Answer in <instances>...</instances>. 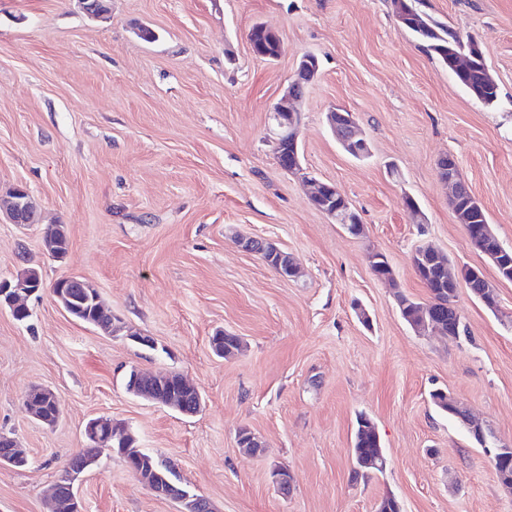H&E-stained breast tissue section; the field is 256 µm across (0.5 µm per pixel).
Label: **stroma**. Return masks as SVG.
Listing matches in <instances>:
<instances>
[{"mask_svg": "<svg viewBox=\"0 0 512 512\" xmlns=\"http://www.w3.org/2000/svg\"><path fill=\"white\" fill-rule=\"evenodd\" d=\"M94 20L76 0H0V195L25 186L40 221L0 213V276L40 268L29 320L0 310V433L27 454L0 465V512H47L45 493L85 446L89 419L119 421L140 448L170 459L213 512H512L483 448L432 402L451 394L512 439V281L469 241L449 204L438 159L457 161L500 243L512 248V0H420L418 8L477 40L498 84L484 105L399 22L391 0H110ZM279 34L272 61L248 41ZM145 26L154 41L140 39ZM316 55L302 102L301 162L336 184L358 212L351 236L310 202L266 140L268 114L299 57ZM353 113L371 153L348 154L326 123ZM419 204L414 223L406 198ZM64 225L68 255L41 249ZM273 242L301 267L285 280L241 237ZM422 245L495 280L491 312L466 286L456 304L469 334L416 333L398 294L427 301L412 266ZM383 253L396 282L372 272ZM79 276L126 333L79 322L52 286ZM243 347L222 358L217 330ZM152 337L147 349L130 333ZM178 373L202 407L185 416L130 394L132 369ZM54 391L55 427L22 401ZM376 425L383 471L354 474L356 420ZM249 428L265 446L246 454ZM294 475L276 490L274 466ZM75 488L85 512H179L103 453Z\"/></svg>", "mask_w": 512, "mask_h": 512, "instance_id": "obj_1", "label": "stroma"}]
</instances>
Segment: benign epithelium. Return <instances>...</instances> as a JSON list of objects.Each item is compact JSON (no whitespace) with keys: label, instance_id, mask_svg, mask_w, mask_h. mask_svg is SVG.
I'll list each match as a JSON object with an SVG mask.
<instances>
[{"label":"benign epithelium","instance_id":"benign-epithelium-1","mask_svg":"<svg viewBox=\"0 0 512 512\" xmlns=\"http://www.w3.org/2000/svg\"><path fill=\"white\" fill-rule=\"evenodd\" d=\"M318 70L311 65V58L303 56L298 62L294 78L284 89L279 101L271 108L269 113V137L276 154H281L282 146L288 142L293 149H298L299 133L301 125V110L299 102L305 94L306 86L314 81ZM326 122L331 131L336 135L347 151L354 155H362L368 150L366 141L359 137L356 122L352 113H344L340 108H333L326 113ZM291 172L302 175L305 181L312 184L310 201L317 209L336 223L344 226L351 234L361 236L365 232L359 216L341 205L332 203L338 189L333 182H323L306 175L300 158H295ZM5 207V214L15 224L35 223V204L31 193L24 186L11 188L6 198H0V207ZM468 237L474 247L482 251L497 267L498 276L501 279L512 281V250L505 248L497 240L491 227L487 224H474L467 231ZM241 244L244 249L253 251L261 256L273 253L278 256L277 272L284 278H294L299 274V266L296 259L281 251L277 246L260 239H243ZM432 263H440L448 267V281L453 287H458L460 282L479 284L481 291L478 296L483 303L493 310H498L497 289L494 282L485 277L475 268H456L447 263V257L435 249L428 250ZM41 290L38 280L24 274L0 277V308L10 310L13 318H21L30 313L25 301ZM411 326L419 333H434L447 336L451 339L458 336V332L449 321L440 313L439 307L430 302L423 308L421 320L411 323ZM146 378L139 370H134L132 384L129 393L142 397L152 403L171 407L181 413L185 412V401L179 393H171L164 399L156 397L153 393L140 389V379ZM55 402L52 390L33 386L25 394L23 405L27 413L43 425L52 427L55 422L44 416L43 408ZM448 402L455 410L466 417L464 428L478 440L483 448H492L494 453L492 462L495 468H500L512 463V440L505 441L499 438L491 429L486 427L472 415L465 406L448 396ZM129 428L119 422L107 419L92 418L84 427L86 447L96 448L100 451H112L116 448L129 446ZM0 445L4 451L0 452V464H7L14 468H23L28 464L27 456L18 448L15 440L9 436L0 439ZM96 463L94 459H87L78 468L66 464L53 484L50 495V512H84L83 504L74 490V483L78 475L91 468ZM166 463L163 459L151 460L135 457L129 466L131 473L143 484L149 486L158 496L175 500L182 505L180 512H211L209 502L202 496L191 490L189 485L178 481L177 476L164 477ZM273 484L278 492L287 495L291 488L293 477L291 472L281 466H276L271 471Z\"/></svg>","mask_w":512,"mask_h":512}]
</instances>
